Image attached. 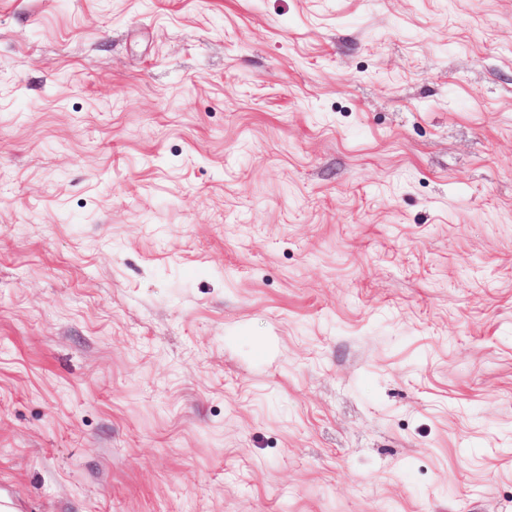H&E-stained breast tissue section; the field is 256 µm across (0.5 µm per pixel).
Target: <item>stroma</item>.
I'll list each match as a JSON object with an SVG mask.
<instances>
[{"label": "stroma", "mask_w": 512, "mask_h": 512, "mask_svg": "<svg viewBox=\"0 0 512 512\" xmlns=\"http://www.w3.org/2000/svg\"><path fill=\"white\" fill-rule=\"evenodd\" d=\"M15 512H512V0H0Z\"/></svg>", "instance_id": "1"}]
</instances>
